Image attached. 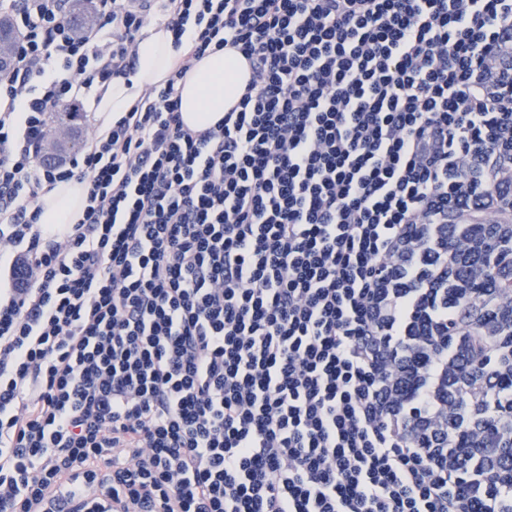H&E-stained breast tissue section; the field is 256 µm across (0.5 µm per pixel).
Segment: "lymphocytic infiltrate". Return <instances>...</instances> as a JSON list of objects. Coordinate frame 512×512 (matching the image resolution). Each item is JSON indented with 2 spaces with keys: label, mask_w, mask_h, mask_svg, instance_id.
Here are the masks:
<instances>
[{
  "label": "lymphocytic infiltrate",
  "mask_w": 512,
  "mask_h": 512,
  "mask_svg": "<svg viewBox=\"0 0 512 512\" xmlns=\"http://www.w3.org/2000/svg\"><path fill=\"white\" fill-rule=\"evenodd\" d=\"M73 2L0 0V512H512V289L470 286L476 225L512 244V0ZM154 24L175 66L99 130ZM249 78L245 61L234 51L206 56L187 77L182 89L184 122L191 128L223 119ZM83 199L84 187L82 184L72 181L58 185L41 198V223L74 224L80 215Z\"/></svg>",
  "instance_id": "lymphocytic-infiltrate-1"
}]
</instances>
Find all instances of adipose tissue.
I'll use <instances>...</instances> for the list:
<instances>
[{
	"instance_id": "adipose-tissue-1",
	"label": "adipose tissue",
	"mask_w": 512,
	"mask_h": 512,
	"mask_svg": "<svg viewBox=\"0 0 512 512\" xmlns=\"http://www.w3.org/2000/svg\"><path fill=\"white\" fill-rule=\"evenodd\" d=\"M172 36L166 30L150 28L139 46L140 70L133 86L115 81L102 92L95 105L97 118L109 124L112 118L128 111L132 101L147 87L165 79L173 60ZM249 72L245 61L233 51L206 56L187 77L182 89V113L192 128L211 126L240 96ZM84 187L77 182L58 185L45 194L41 223L71 224L79 217Z\"/></svg>"
}]
</instances>
